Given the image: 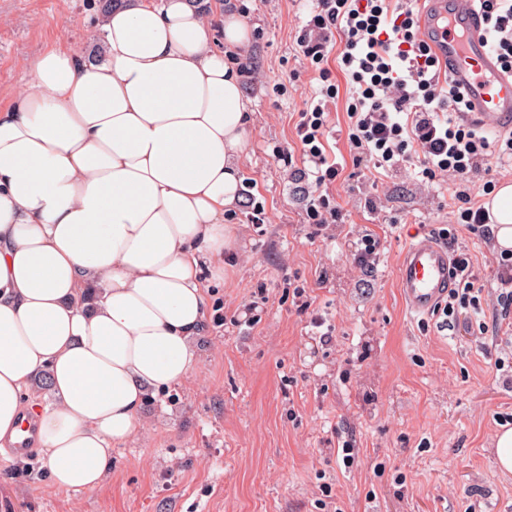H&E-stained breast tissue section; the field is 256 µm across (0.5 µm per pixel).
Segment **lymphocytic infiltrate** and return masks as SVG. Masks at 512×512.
Listing matches in <instances>:
<instances>
[{"instance_id": "f902f5d3", "label": "lymphocytic infiltrate", "mask_w": 512, "mask_h": 512, "mask_svg": "<svg viewBox=\"0 0 512 512\" xmlns=\"http://www.w3.org/2000/svg\"><path fill=\"white\" fill-rule=\"evenodd\" d=\"M414 0H315L296 38L302 55L322 82L295 125L306 162L314 167L320 192L306 209L310 224H340L345 214L324 188L339 169L325 146L328 107L338 88L333 69L349 78L351 101L347 139L356 161L391 168L415 151L427 179L448 177L456 185L459 218L465 224H488L490 213L479 201L495 189L485 181L474 194L473 178L492 163L512 162V135L489 140L478 124L463 122V94L441 81L437 62L418 27ZM486 34L505 72H512V0H478ZM439 237L454 246L456 288L442 309L449 329L470 330L469 312L482 309L483 288L468 253L457 249L454 230Z\"/></svg>"}]
</instances>
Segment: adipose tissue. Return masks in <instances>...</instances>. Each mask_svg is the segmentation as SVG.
I'll list each match as a JSON object with an SVG mask.
<instances>
[{
  "label": "adipose tissue",
  "instance_id": "ef3b65f1",
  "mask_svg": "<svg viewBox=\"0 0 512 512\" xmlns=\"http://www.w3.org/2000/svg\"><path fill=\"white\" fill-rule=\"evenodd\" d=\"M102 31L100 57L30 60L0 107V447L34 417L63 491L97 488L148 392L197 368L249 124L233 8L217 30L191 0H119ZM42 372L45 407L26 398Z\"/></svg>",
  "mask_w": 512,
  "mask_h": 512
}]
</instances>
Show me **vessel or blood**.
I'll return each instance as SVG.
<instances>
[{"label":"vessel or blood","instance_id":"b4317fda","mask_svg":"<svg viewBox=\"0 0 512 512\" xmlns=\"http://www.w3.org/2000/svg\"><path fill=\"white\" fill-rule=\"evenodd\" d=\"M419 26L438 60L441 79L459 88L467 99L464 120L490 130L512 128V73L503 71L490 47L477 0H425ZM455 282L444 241L421 235L407 245L399 260L397 286L413 315L436 312ZM35 435L34 420L22 419L11 455L29 453Z\"/></svg>","mask_w":512,"mask_h":512}]
</instances>
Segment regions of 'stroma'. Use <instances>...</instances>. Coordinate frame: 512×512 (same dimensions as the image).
I'll list each match as a JSON object with an SVG mask.
<instances>
[{
  "mask_svg": "<svg viewBox=\"0 0 512 512\" xmlns=\"http://www.w3.org/2000/svg\"><path fill=\"white\" fill-rule=\"evenodd\" d=\"M234 5L252 35L232 56L251 121L240 202L224 216L235 247L206 294L228 320L257 302L255 320L228 328L206 320L197 369L146 400V429L113 449L98 488L54 490L40 452L0 454V512H321L326 487L343 512H512V474L495 465V436L512 415V314L496 301L499 251L485 228L458 223L453 183L424 178L416 155L391 169L354 165L350 86L340 73L327 141L341 166L329 191L345 221L305 223L311 182L296 175L295 124L321 83L296 37L313 2ZM102 18L100 0H0V106L46 48L96 51ZM277 146L294 152L292 165L274 157ZM256 201L261 223L252 219ZM448 224L484 288L477 320L486 332L444 329L438 312L411 316L396 286L409 240ZM366 234L380 243L368 270L354 261ZM297 288L307 313L296 309Z\"/></svg>",
  "mask_w": 512,
  "mask_h": 512,
  "instance_id": "35a3bbf8",
  "label": "stroma"
}]
</instances>
